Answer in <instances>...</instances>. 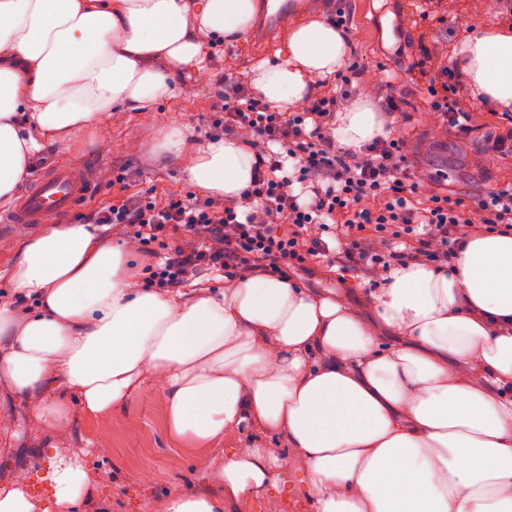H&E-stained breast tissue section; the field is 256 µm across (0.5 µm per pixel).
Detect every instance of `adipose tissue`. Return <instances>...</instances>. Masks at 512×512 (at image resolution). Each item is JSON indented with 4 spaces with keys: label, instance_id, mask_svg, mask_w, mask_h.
Masks as SVG:
<instances>
[{
    "label": "adipose tissue",
    "instance_id": "adipose-tissue-1",
    "mask_svg": "<svg viewBox=\"0 0 512 512\" xmlns=\"http://www.w3.org/2000/svg\"><path fill=\"white\" fill-rule=\"evenodd\" d=\"M254 14V0H0V205L44 140L172 99L205 43L240 39ZM453 55L471 99L512 110V28L471 27ZM347 60V35L316 19L250 85L274 109L297 107ZM380 111L368 99L338 110L337 143L386 137ZM244 141L202 142L188 180L239 195L255 165ZM11 280L38 305L21 323L0 304V378L50 426L65 396L100 414L152 383L188 447L251 426L286 438L207 460L203 488L164 512H224L275 486L292 450L316 512H512V232L462 235L444 269L394 267L362 311L275 275L189 297L142 288L126 250L89 224L23 240ZM47 479L51 512H75L90 484L81 452L53 454Z\"/></svg>",
    "mask_w": 512,
    "mask_h": 512
}]
</instances>
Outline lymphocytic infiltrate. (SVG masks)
<instances>
[{"label":"lymphocytic infiltrate","instance_id":"f902f5d3","mask_svg":"<svg viewBox=\"0 0 512 512\" xmlns=\"http://www.w3.org/2000/svg\"><path fill=\"white\" fill-rule=\"evenodd\" d=\"M358 66L322 83L306 105L279 112L255 98L245 78L224 76V131L249 134L257 161L238 196H127L93 223L137 243L150 262L142 283L179 289L201 272L246 279L287 277L291 268L341 253L366 274L392 265L447 266L460 234L512 231V187L472 202L419 194L397 130L393 79L377 80L387 137L351 152L336 145V113L350 99ZM377 208H368V201Z\"/></svg>","mask_w":512,"mask_h":512}]
</instances>
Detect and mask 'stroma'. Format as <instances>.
Listing matches in <instances>:
<instances>
[{"label": "stroma", "mask_w": 512, "mask_h": 512, "mask_svg": "<svg viewBox=\"0 0 512 512\" xmlns=\"http://www.w3.org/2000/svg\"><path fill=\"white\" fill-rule=\"evenodd\" d=\"M349 13L348 37L358 49L354 61L364 78L354 84L352 97L371 92L369 79L401 63L396 93L403 102L397 130L404 137L420 182L453 199L471 201L491 191L512 186V148L494 150L497 138L512 129L501 113L474 103L467 131L458 132L433 114L428 89L431 76L413 72L421 50L451 55L456 42L473 25H512V0H500L497 11L485 0H443L436 12L422 15L420 0H309L308 6L287 14L273 37L261 38L258 24L250 36L232 45L205 44V51L224 54V72L189 71L180 79L176 97L148 112H122L99 127L83 131L73 142L46 141L36 176L59 164L91 167L97 183L80 213L88 215L104 202L128 195L184 193L194 190L185 176L190 156L160 162L152 152L171 127L183 131L189 148L223 136L217 127V108L224 95V75L248 74L252 65L273 58L290 30L314 19H335ZM42 230L38 224H0V292L11 293V272L24 236ZM290 279L314 292L342 291L357 304H365L380 278L369 279L340 260L320 258L291 271ZM69 429L48 431L27 401L0 384V489L14 485L18 472H26L29 488L42 502L52 498L43 475L49 466V447L86 448L85 459L92 488L79 512H162L166 498L202 486L203 470L197 453L183 448L168 433L161 392L153 387L126 406L108 414H87L77 397L65 399ZM108 454H99V447ZM150 480H141L142 472ZM232 512H314L306 464L295 452L278 475V485L237 502Z\"/></svg>", "instance_id": "1"}]
</instances>
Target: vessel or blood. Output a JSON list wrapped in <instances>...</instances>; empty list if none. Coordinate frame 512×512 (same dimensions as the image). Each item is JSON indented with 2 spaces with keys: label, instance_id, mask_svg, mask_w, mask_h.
Instances as JSON below:
<instances>
[{
  "label": "vessel or blood",
  "instance_id": "obj_1",
  "mask_svg": "<svg viewBox=\"0 0 512 512\" xmlns=\"http://www.w3.org/2000/svg\"><path fill=\"white\" fill-rule=\"evenodd\" d=\"M93 184L90 172L67 166L54 167L38 180L31 191L21 196L5 220L17 224H39L46 214H68L89 194Z\"/></svg>",
  "mask_w": 512,
  "mask_h": 512
}]
</instances>
